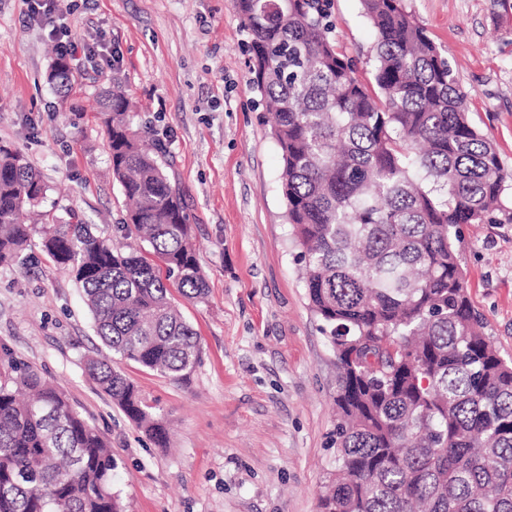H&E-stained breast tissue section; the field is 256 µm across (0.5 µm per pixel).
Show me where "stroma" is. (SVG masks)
Masks as SVG:
<instances>
[{"label":"stroma","instance_id":"stroma-1","mask_svg":"<svg viewBox=\"0 0 512 512\" xmlns=\"http://www.w3.org/2000/svg\"><path fill=\"white\" fill-rule=\"evenodd\" d=\"M472 93L511 188L492 222L462 228L460 252L483 332L512 359V0H403ZM58 18L94 61L73 60L68 99L47 81L54 40L0 0V143L48 187V224L82 222L121 242L126 201L97 100L120 82L134 128L166 151L188 206L205 300L173 294L201 360L182 381L118 366L171 428L157 447L84 375L108 355L72 274L39 247L0 268V346L59 383L108 441L124 512H318L335 466L336 357L311 311L281 192L283 161L250 86L235 0H61ZM336 36L371 82L373 31L360 0H334Z\"/></svg>","mask_w":512,"mask_h":512}]
</instances>
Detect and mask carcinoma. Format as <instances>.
<instances>
[{
  "label": "carcinoma",
  "mask_w": 512,
  "mask_h": 512,
  "mask_svg": "<svg viewBox=\"0 0 512 512\" xmlns=\"http://www.w3.org/2000/svg\"><path fill=\"white\" fill-rule=\"evenodd\" d=\"M375 32L372 82L333 35L332 0H236L250 84L283 160L282 194L307 298L336 356V470L320 512H512V360L479 331L460 258L465 224L493 221L506 177L472 125L469 93L402 0H361ZM48 80L73 82L56 54ZM112 173L130 202L121 249L87 224H20L48 186L0 144V268L39 246L74 273L113 354L174 381L200 359L171 300L208 281L159 149L117 86L99 99ZM0 512H124L116 460L59 386L11 353L0 362ZM85 376L158 446L157 417L110 360Z\"/></svg>",
  "instance_id": "carcinoma-1"
}]
</instances>
